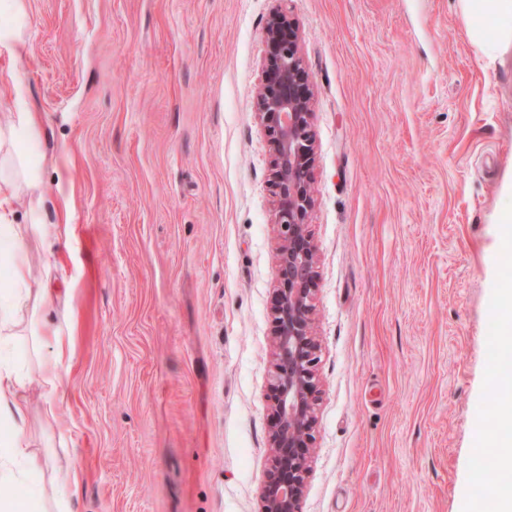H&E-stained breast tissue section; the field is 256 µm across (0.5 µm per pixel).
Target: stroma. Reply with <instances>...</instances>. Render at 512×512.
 <instances>
[{"label":"stroma","instance_id":"stroma-1","mask_svg":"<svg viewBox=\"0 0 512 512\" xmlns=\"http://www.w3.org/2000/svg\"><path fill=\"white\" fill-rule=\"evenodd\" d=\"M28 53H0V123L18 99L42 221L32 283L74 351L30 448L67 428L71 512H263L279 240L257 116L264 28L298 33L313 93L308 230L319 346L302 512H484L478 468L512 399L499 295L512 223V61H487L457 0H25Z\"/></svg>","mask_w":512,"mask_h":512}]
</instances>
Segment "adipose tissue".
I'll list each match as a JSON object with an SVG mask.
<instances>
[{"instance_id": "ef3b65f1", "label": "adipose tissue", "mask_w": 512, "mask_h": 512, "mask_svg": "<svg viewBox=\"0 0 512 512\" xmlns=\"http://www.w3.org/2000/svg\"><path fill=\"white\" fill-rule=\"evenodd\" d=\"M460 14L471 42L483 57L491 61L504 60L512 52V0H459ZM0 11L11 15L10 24L0 25V46L15 57L27 53L24 0H0ZM37 113L20 109L13 123L0 126V147L11 145L9 157L0 156V249L12 256L9 276L20 289L14 299L0 305V338L31 337L36 345H43L45 337H53L54 349L41 361L40 384L45 392V412L55 415L56 395L62 383L65 362L72 357L71 343L60 329L45 318L57 297L53 288L30 289L27 286L29 269L25 251L28 232L39 230L44 189L30 174L26 152L15 149L19 130H36ZM28 190L27 221L15 223L18 203L17 189ZM26 376L20 366L0 364V420L11 423L13 439L8 448H0V487L12 486L37 475L50 474L58 491L51 498H40L39 512H66L61 489L77 490L81 470L77 465L56 466L50 449L32 450L24 444L27 424L26 400L22 394Z\"/></svg>"}]
</instances>
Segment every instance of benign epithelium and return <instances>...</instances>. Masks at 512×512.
<instances>
[{"mask_svg":"<svg viewBox=\"0 0 512 512\" xmlns=\"http://www.w3.org/2000/svg\"><path fill=\"white\" fill-rule=\"evenodd\" d=\"M266 68L257 110L273 155V224L281 240L273 333L275 371L271 466L261 489L264 512H301L316 423L318 344L312 334L316 254L307 217L313 204L312 93L298 36L276 13L264 29Z\"/></svg>","mask_w":512,"mask_h":512,"instance_id":"obj_1","label":"benign epithelium"}]
</instances>
